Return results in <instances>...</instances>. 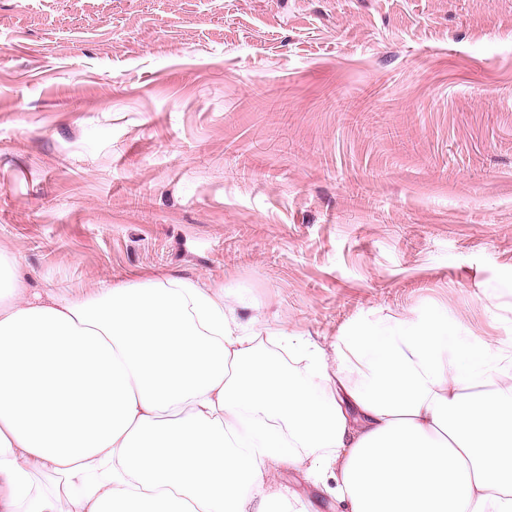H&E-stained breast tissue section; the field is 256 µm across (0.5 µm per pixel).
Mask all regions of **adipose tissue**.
Masks as SVG:
<instances>
[{"instance_id": "obj_1", "label": "adipose tissue", "mask_w": 512, "mask_h": 512, "mask_svg": "<svg viewBox=\"0 0 512 512\" xmlns=\"http://www.w3.org/2000/svg\"><path fill=\"white\" fill-rule=\"evenodd\" d=\"M246 304L166 276L44 296L0 262V512H298L285 468L331 473L345 512H512L511 338L363 316L310 352L319 397Z\"/></svg>"}]
</instances>
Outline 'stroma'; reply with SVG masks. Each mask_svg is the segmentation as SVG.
<instances>
[{
  "mask_svg": "<svg viewBox=\"0 0 512 512\" xmlns=\"http://www.w3.org/2000/svg\"><path fill=\"white\" fill-rule=\"evenodd\" d=\"M0 255L224 286L306 381L365 314L512 336V0H0Z\"/></svg>",
  "mask_w": 512,
  "mask_h": 512,
  "instance_id": "35a3bbf8",
  "label": "stroma"
}]
</instances>
